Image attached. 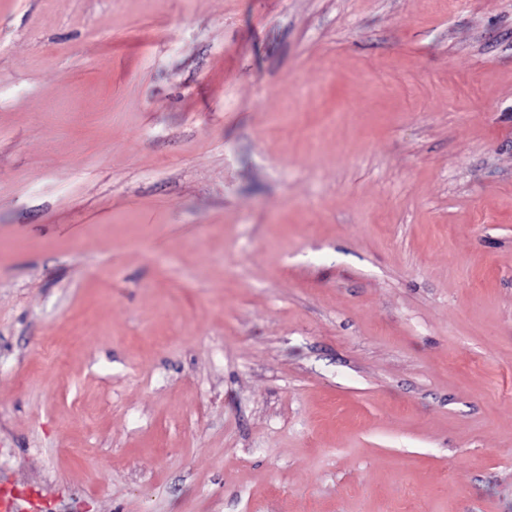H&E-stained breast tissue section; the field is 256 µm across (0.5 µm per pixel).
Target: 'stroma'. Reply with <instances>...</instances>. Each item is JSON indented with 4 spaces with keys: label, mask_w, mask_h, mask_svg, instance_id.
<instances>
[{
    "label": "stroma",
    "mask_w": 512,
    "mask_h": 512,
    "mask_svg": "<svg viewBox=\"0 0 512 512\" xmlns=\"http://www.w3.org/2000/svg\"><path fill=\"white\" fill-rule=\"evenodd\" d=\"M2 480L512 512V0H0Z\"/></svg>",
    "instance_id": "stroma-1"
}]
</instances>
